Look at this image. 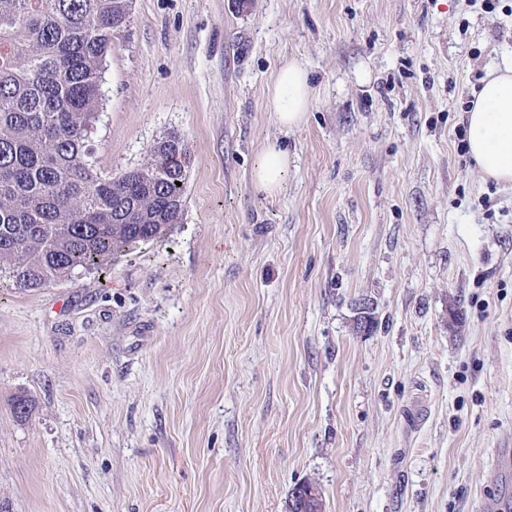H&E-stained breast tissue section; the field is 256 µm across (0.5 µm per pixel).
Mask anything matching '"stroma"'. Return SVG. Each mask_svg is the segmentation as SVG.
<instances>
[{
	"label": "stroma",
	"instance_id": "stroma-1",
	"mask_svg": "<svg viewBox=\"0 0 512 512\" xmlns=\"http://www.w3.org/2000/svg\"><path fill=\"white\" fill-rule=\"evenodd\" d=\"M511 61L512 0H133L96 167L179 137L186 204L106 272L0 274V512H290L303 483L321 512L512 506V186L459 131ZM310 105L307 71L294 60L284 61L270 88L269 111L281 127L289 129L302 123ZM288 151L276 141L269 142L257 153L251 169V185L255 192L268 197L279 194L288 175Z\"/></svg>",
	"mask_w": 512,
	"mask_h": 512
}]
</instances>
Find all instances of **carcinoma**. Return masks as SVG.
Returning a JSON list of instances; mask_svg holds the SVG:
<instances>
[{
	"mask_svg": "<svg viewBox=\"0 0 512 512\" xmlns=\"http://www.w3.org/2000/svg\"><path fill=\"white\" fill-rule=\"evenodd\" d=\"M131 0H0V272L23 289L107 269L186 203L170 137L140 168L97 173L89 145L112 32Z\"/></svg>",
	"mask_w": 512,
	"mask_h": 512,
	"instance_id": "1",
	"label": "carcinoma"
}]
</instances>
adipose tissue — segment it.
<instances>
[{
  "instance_id": "ef3b65f1",
  "label": "adipose tissue",
  "mask_w": 512,
  "mask_h": 512,
  "mask_svg": "<svg viewBox=\"0 0 512 512\" xmlns=\"http://www.w3.org/2000/svg\"><path fill=\"white\" fill-rule=\"evenodd\" d=\"M311 105L309 76L296 61L278 70L268 96V109L284 128L302 123ZM467 148L486 178L512 183V64L489 73L466 114ZM289 157L279 143L270 142L257 153L251 169L255 192L279 194L288 175Z\"/></svg>"
}]
</instances>
